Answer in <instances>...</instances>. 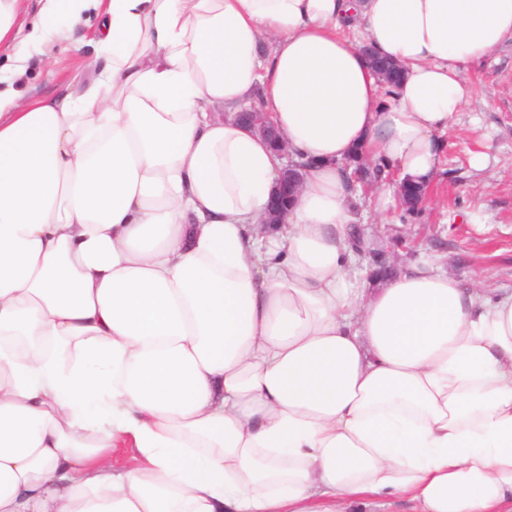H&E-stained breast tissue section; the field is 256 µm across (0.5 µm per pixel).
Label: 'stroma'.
<instances>
[{
  "label": "stroma",
  "instance_id": "35a3bbf8",
  "mask_svg": "<svg viewBox=\"0 0 512 512\" xmlns=\"http://www.w3.org/2000/svg\"><path fill=\"white\" fill-rule=\"evenodd\" d=\"M52 45L48 39L0 48V66L19 52L29 57L24 74L13 79L15 89L39 95L91 73L93 46L53 67L47 60ZM462 76L472 95L448 134V151L419 219L394 224L367 208L359 225L396 268L437 260L462 282L512 289V40L466 66ZM475 153L486 155L483 169L471 167Z\"/></svg>",
  "mask_w": 512,
  "mask_h": 512
}]
</instances>
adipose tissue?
Wrapping results in <instances>:
<instances>
[{
  "label": "adipose tissue",
  "mask_w": 512,
  "mask_h": 512,
  "mask_svg": "<svg viewBox=\"0 0 512 512\" xmlns=\"http://www.w3.org/2000/svg\"><path fill=\"white\" fill-rule=\"evenodd\" d=\"M95 9L88 81L0 90V512H512V290L426 261L352 283L342 169L395 174L380 212L431 185L512 0L40 14L64 41ZM255 100L305 165L279 224L284 160L235 118Z\"/></svg>",
  "instance_id": "adipose-tissue-1"
}]
</instances>
